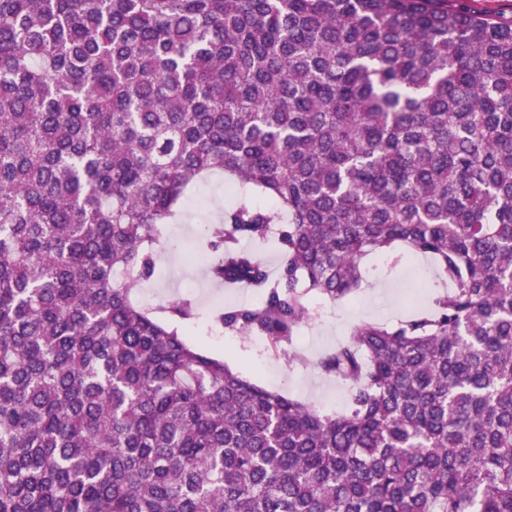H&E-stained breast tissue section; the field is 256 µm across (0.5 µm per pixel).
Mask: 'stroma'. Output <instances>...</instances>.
Wrapping results in <instances>:
<instances>
[{"label":"stroma","instance_id":"35a3bbf8","mask_svg":"<svg viewBox=\"0 0 512 512\" xmlns=\"http://www.w3.org/2000/svg\"><path fill=\"white\" fill-rule=\"evenodd\" d=\"M231 200L232 195L220 172L188 190L180 220L161 229L164 246L158 257L159 275L143 283L135 293L136 300L143 306L155 308L176 297L193 299L197 317L188 331L189 343L223 358L241 376L259 386L315 406L327 414L342 410L347 401L345 386L315 372L312 361L347 341L359 323L392 324L404 318L410 309L406 301L408 290L419 270H434V263L409 258L393 266L387 256L370 255L365 261L370 272L354 300L318 301L317 317L301 327L292 349L302 356V363L290 366L273 351L256 352L248 339L237 338L220 347L207 335V325L225 308L248 303L251 294L213 284L202 258L190 254L187 244L201 242L205 226L217 221Z\"/></svg>","mask_w":512,"mask_h":512}]
</instances>
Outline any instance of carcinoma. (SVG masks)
<instances>
[{
	"label": "carcinoma",
	"mask_w": 512,
	"mask_h": 512,
	"mask_svg": "<svg viewBox=\"0 0 512 512\" xmlns=\"http://www.w3.org/2000/svg\"><path fill=\"white\" fill-rule=\"evenodd\" d=\"M220 170L224 333L288 357L403 245L448 289L314 363L323 414L155 312ZM274 239L279 276L242 249ZM0 512H512V22L467 0H0Z\"/></svg>",
	"instance_id": "cac0c4a2"
}]
</instances>
